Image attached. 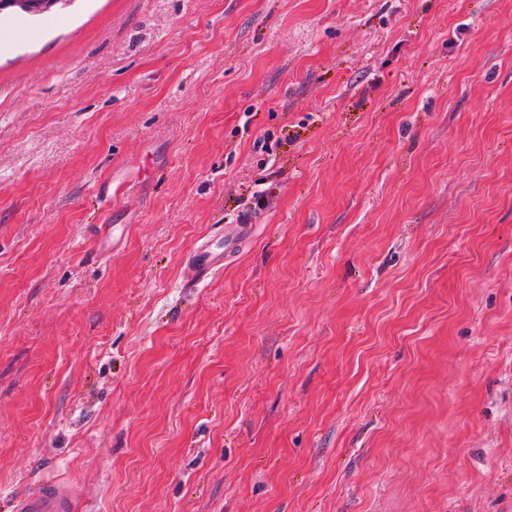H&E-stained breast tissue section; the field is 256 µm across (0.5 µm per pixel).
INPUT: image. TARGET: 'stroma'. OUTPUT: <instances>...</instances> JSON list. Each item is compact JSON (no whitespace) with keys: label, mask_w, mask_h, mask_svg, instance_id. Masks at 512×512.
Here are the masks:
<instances>
[{"label":"stroma","mask_w":512,"mask_h":512,"mask_svg":"<svg viewBox=\"0 0 512 512\" xmlns=\"http://www.w3.org/2000/svg\"><path fill=\"white\" fill-rule=\"evenodd\" d=\"M42 480L512 512V0L0 15V512ZM242 224H236L231 230L227 239L224 252H215L208 245H201L190 257L189 262L194 269V283L193 286L199 282L207 279L212 269L219 263L223 262L225 258L230 257L232 252L240 247L243 240L249 239L254 232L256 224H252L250 218L241 220Z\"/></svg>","instance_id":"stroma-1"}]
</instances>
